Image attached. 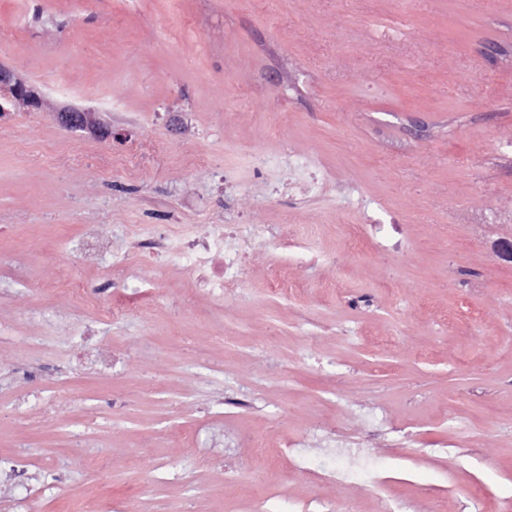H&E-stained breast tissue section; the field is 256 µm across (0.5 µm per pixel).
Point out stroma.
<instances>
[{"mask_svg":"<svg viewBox=\"0 0 512 512\" xmlns=\"http://www.w3.org/2000/svg\"><path fill=\"white\" fill-rule=\"evenodd\" d=\"M0 65L52 104L0 118V254L28 259L0 296V458L64 463L68 512L103 443L99 512H512V0H0ZM65 105L110 137L62 128ZM296 154L326 193L269 195L294 173L261 160ZM87 224L292 246L255 249L220 305L141 260L153 299L99 327L123 354L96 376L59 359L93 315L47 287L109 265L75 254ZM287 262L300 289L271 297ZM245 385L255 404L225 406ZM214 425L238 447H203Z\"/></svg>","mask_w":512,"mask_h":512,"instance_id":"1","label":"stroma"}]
</instances>
